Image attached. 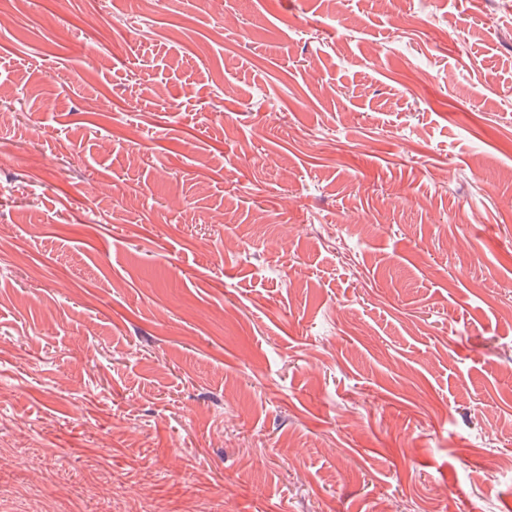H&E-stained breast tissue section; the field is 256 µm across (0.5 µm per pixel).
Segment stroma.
Segmentation results:
<instances>
[{"mask_svg": "<svg viewBox=\"0 0 512 512\" xmlns=\"http://www.w3.org/2000/svg\"><path fill=\"white\" fill-rule=\"evenodd\" d=\"M5 18L1 486L512 512V0Z\"/></svg>", "mask_w": 512, "mask_h": 512, "instance_id": "stroma-1", "label": "stroma"}]
</instances>
